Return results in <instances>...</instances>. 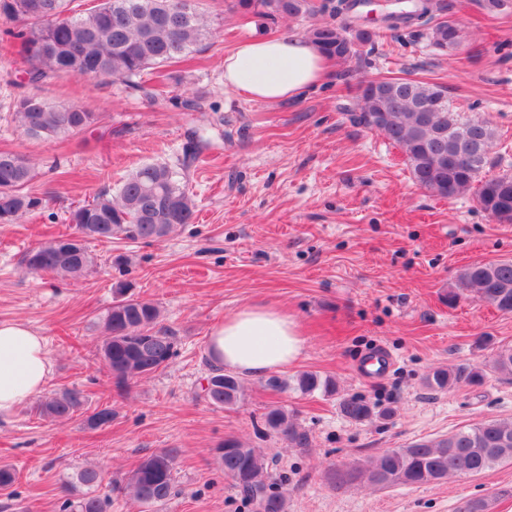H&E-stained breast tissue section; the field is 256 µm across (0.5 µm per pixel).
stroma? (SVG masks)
<instances>
[{
  "label": "stroma",
  "mask_w": 512,
  "mask_h": 512,
  "mask_svg": "<svg viewBox=\"0 0 512 512\" xmlns=\"http://www.w3.org/2000/svg\"><path fill=\"white\" fill-rule=\"evenodd\" d=\"M446 2L468 35L460 49L442 55L421 33L364 19L360 28L376 34L372 53L332 66L323 84L295 99L256 103L225 89V52L255 34H303L308 21L243 18L225 11L224 0H204L214 37L193 60L157 71L168 95H205L193 125L216 145L187 167L190 124L176 108L117 83L61 78L31 86L21 58L0 40V151L34 161L29 190L43 201L17 223L0 224V320L26 321L44 336L52 362L46 393L76 387L88 408L108 404L116 412L111 426L92 430L77 418H39L26 403L0 422V462L19 472L0 490V507L72 512L85 491L78 473L95 468L106 512H139L112 486L142 457L170 449L175 495L162 512H257L216 460L224 439L235 436L269 460L286 512H464L477 499L488 500L491 512H512V463L438 485L336 484L341 463L512 417V379L492 373L481 386L439 393L422 383L438 366L483 362L493 349L512 347V314L445 299L462 266L512 258V224L494 223L470 198L431 195L396 147L347 119L358 83L409 76L440 84L459 111L490 120L491 154L512 165V5L489 15L477 0ZM29 92L100 113L101 121L75 137L27 138L10 114ZM152 162L182 169L196 205L192 224L157 242L92 243L95 264L77 280L21 267L27 247L69 232L73 207ZM113 255L125 256V265L110 266ZM119 280L157 302L162 326L178 338L169 367L122 394L98 354V316ZM254 303L287 310L307 340L279 378L330 376L341 393L391 407L393 416L356 424L336 398L274 391L252 376L235 409L198 399L211 327ZM378 346L395 367L381 380L360 377L357 364ZM272 405L297 414L309 447L263 433L261 417Z\"/></svg>",
  "instance_id": "stroma-1"
}]
</instances>
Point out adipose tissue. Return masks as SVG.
Instances as JSON below:
<instances>
[{"instance_id":"1","label":"adipose tissue","mask_w":512,"mask_h":512,"mask_svg":"<svg viewBox=\"0 0 512 512\" xmlns=\"http://www.w3.org/2000/svg\"><path fill=\"white\" fill-rule=\"evenodd\" d=\"M329 65L303 37L254 36L225 54L224 85L255 102L291 100L320 85ZM305 346L287 311L250 305L212 328L207 352L215 366L255 377L294 364ZM50 373L44 336L26 322L0 320V417L41 394Z\"/></svg>"}]
</instances>
